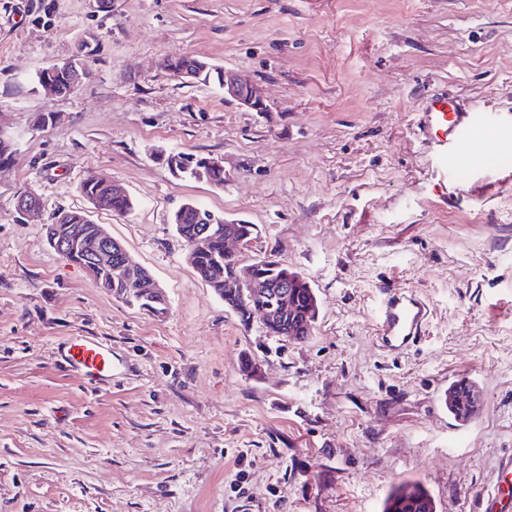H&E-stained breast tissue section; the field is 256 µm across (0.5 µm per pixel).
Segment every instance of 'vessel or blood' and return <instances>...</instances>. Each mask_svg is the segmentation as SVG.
<instances>
[{"label": "vessel or blood", "instance_id": "obj_1", "mask_svg": "<svg viewBox=\"0 0 512 512\" xmlns=\"http://www.w3.org/2000/svg\"><path fill=\"white\" fill-rule=\"evenodd\" d=\"M425 121L440 130L454 154L458 169L476 166L478 155L469 146L476 137V124L468 114L459 110L449 111L445 96L435 95L423 106ZM384 298L377 324L378 340L390 352H399L414 344L419 338L427 315L422 300L404 289L384 288ZM65 364L83 371L91 379H99L109 368L108 356L101 343L82 340L67 348Z\"/></svg>", "mask_w": 512, "mask_h": 512}]
</instances>
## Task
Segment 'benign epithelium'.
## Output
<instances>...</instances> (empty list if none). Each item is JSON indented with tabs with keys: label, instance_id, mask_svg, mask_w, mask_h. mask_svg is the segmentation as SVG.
I'll list each match as a JSON object with an SVG mask.
<instances>
[{
	"label": "benign epithelium",
	"instance_id": "7a95c632",
	"mask_svg": "<svg viewBox=\"0 0 512 512\" xmlns=\"http://www.w3.org/2000/svg\"><path fill=\"white\" fill-rule=\"evenodd\" d=\"M163 68L173 76L182 80L201 78L207 71V67L195 62L191 65L182 63L179 56L171 55L163 60ZM85 69L84 61L76 56L62 63H56L45 69L46 77L42 80V88L50 93L57 94V81L66 80L70 87L74 88L83 82L82 72ZM220 86L224 88V94L235 99L241 105L255 111L265 112L267 107L261 91L254 85L248 84L228 71L219 72ZM97 180L107 190L90 199L98 209H111L112 198L126 194V191L112 183L103 173L97 174ZM19 204L24 214L30 216L40 212L42 208L39 197L31 192H23L19 196ZM70 221L69 213L60 212L56 216L55 223L48 225V241L53 249L65 256L69 251L82 255V268L95 278L98 275L110 271L112 279L120 287L115 289V295L125 301H134L141 305V309L151 311L158 306L167 303L165 292L152 277L142 270V267L134 263L125 248L112 238L102 226H97L95 233L86 237L64 236L59 232V226ZM248 242L244 238L234 235L230 231L224 232V258L242 266L241 251L246 249ZM120 251L124 261L112 264L113 250ZM240 277L235 284L237 293L246 304L249 313L261 316L263 327L270 329L275 326L274 314H287L293 311L294 299L291 293L281 291L273 294L270 291L269 282L257 275L252 266H243Z\"/></svg>",
	"mask_w": 512,
	"mask_h": 512
}]
</instances>
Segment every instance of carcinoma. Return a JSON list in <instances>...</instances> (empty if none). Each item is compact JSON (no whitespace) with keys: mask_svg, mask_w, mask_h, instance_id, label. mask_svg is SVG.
Listing matches in <instances>:
<instances>
[{"mask_svg":"<svg viewBox=\"0 0 512 512\" xmlns=\"http://www.w3.org/2000/svg\"><path fill=\"white\" fill-rule=\"evenodd\" d=\"M196 209H198L196 204L186 208L182 207L173 217V224L176 225L178 234L185 242L188 243L199 236L202 237L193 252L191 266L199 278L206 283L217 278L223 280L237 274L239 268L234 263L224 260V236L202 234L204 225L198 222ZM257 272L263 275L269 285L274 288L284 282L283 274L285 273L297 278L295 288L291 289L295 313L293 325H288L286 318L279 319L277 320V330L285 335L291 330L295 332L299 340H305L311 336L318 315V301L306 278L272 256L261 258ZM475 389L477 386L472 383L461 390L457 389L456 385H451L448 389V398H446L448 413L459 421L469 420V415L464 409V396ZM382 512H436V506L431 495L423 487L417 483H410L402 484L389 493Z\"/></svg>","mask_w":512,"mask_h":512,"instance_id":"1","label":"carcinoma"}]
</instances>
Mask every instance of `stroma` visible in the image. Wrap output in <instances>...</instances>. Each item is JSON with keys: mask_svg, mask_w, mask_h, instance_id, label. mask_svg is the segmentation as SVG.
Returning a JSON list of instances; mask_svg holds the SVG:
<instances>
[{"mask_svg": "<svg viewBox=\"0 0 512 512\" xmlns=\"http://www.w3.org/2000/svg\"><path fill=\"white\" fill-rule=\"evenodd\" d=\"M77 55L89 77L45 96L35 74ZM170 55L257 84L266 111L174 78ZM434 94L480 123L490 166L451 175ZM0 124V512H382L407 482L477 512L512 453V0H0ZM162 151L223 157V187ZM93 172L132 210H94ZM188 202L308 280V339L242 324L200 280L171 222ZM62 211L104 225L167 314L63 259ZM384 284L430 310L398 355L375 336ZM86 337L111 361L98 383L61 361ZM460 379L481 394L464 423ZM467 384V387H464L459 391H457V384L451 385L448 389V398H446V406H448L449 414L462 422L468 421L470 419V415H467L466 410L463 407L465 404L464 396L466 392H471L477 389V386L473 383Z\"/></svg>", "mask_w": 512, "mask_h": 512, "instance_id": "obj_1", "label": "stroma"}]
</instances>
